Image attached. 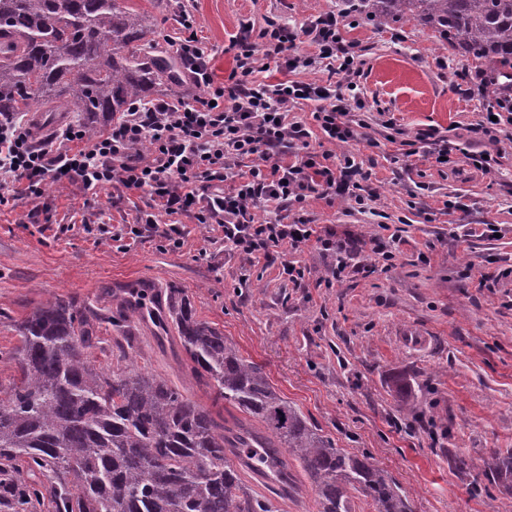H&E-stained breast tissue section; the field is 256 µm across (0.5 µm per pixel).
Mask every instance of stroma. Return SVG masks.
Returning <instances> with one entry per match:
<instances>
[{"label": "stroma", "mask_w": 512, "mask_h": 512, "mask_svg": "<svg viewBox=\"0 0 512 512\" xmlns=\"http://www.w3.org/2000/svg\"><path fill=\"white\" fill-rule=\"evenodd\" d=\"M153 16L151 37L167 51L190 12L215 82L234 67L225 48L241 25L268 19L296 25L340 0H127ZM357 44L356 78L368 139L345 144L374 160L369 212L354 202L308 199L294 217L335 230L349 244V266L327 285L331 253L278 249L255 259L213 242L193 215L182 216L181 246L159 237L113 239L112 230L148 211L147 196L115 200L111 188L48 186L37 200L0 205V383L18 372L10 354L16 327L47 299L63 295L105 310L107 287L146 282L184 289L197 317L222 331L241 354L337 447L368 457L406 491L412 512H507L512 498L492 482L472 495L464 457L483 468L512 448V128L498 135L499 164L489 174L469 165L439 168L430 156H403L384 118L409 133L434 129L463 145L490 104L466 82V58L438 49L432 31L403 21H356L342 30ZM50 208L54 220L36 212ZM402 230L391 261L377 254L382 225ZM496 225L497 236L477 234ZM305 270L307 287L281 277V263ZM139 365L192 400L211 406L208 390L181 365L176 348L141 337ZM417 414L402 410L405 397Z\"/></svg>", "instance_id": "obj_1"}]
</instances>
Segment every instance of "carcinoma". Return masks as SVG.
I'll return each mask as SVG.
<instances>
[{"mask_svg": "<svg viewBox=\"0 0 512 512\" xmlns=\"http://www.w3.org/2000/svg\"><path fill=\"white\" fill-rule=\"evenodd\" d=\"M380 25L414 21L470 62L479 89L512 112V0H343ZM152 17L125 0H0V114L74 112L100 123L175 86L170 57L147 39ZM103 313L54 296L17 325L18 381L0 388V512H279L298 489L292 462L316 486V512H411L408 496L367 457L318 432L261 366L199 320L181 288L107 291ZM177 347L212 405L244 418L228 426L165 378L140 368L142 324ZM113 329L116 366L92 359ZM512 497V448L476 472Z\"/></svg>", "mask_w": 512, "mask_h": 512, "instance_id": "1", "label": "carcinoma"}]
</instances>
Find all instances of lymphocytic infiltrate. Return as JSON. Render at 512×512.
<instances>
[{
	"instance_id": "lymphocytic-infiltrate-1",
	"label": "lymphocytic infiltrate",
	"mask_w": 512,
	"mask_h": 512,
	"mask_svg": "<svg viewBox=\"0 0 512 512\" xmlns=\"http://www.w3.org/2000/svg\"><path fill=\"white\" fill-rule=\"evenodd\" d=\"M180 25L182 37L169 45L195 94L131 105L94 135L71 124L39 144L24 121L0 119V204L41 198L47 186L63 182L87 191L124 188L147 194L157 208L130 226L136 237L148 232L180 246L184 229L178 219L190 213L197 223L221 231L226 246L247 255L311 243L344 253L346 244L333 230L277 218L311 197L351 200L362 209L376 197L375 191H359L370 177L363 162L334 151L358 136L348 96L356 88V45L343 38L341 17L330 11L298 26L271 21L258 32L243 25L227 46L235 67L224 84L214 81L192 15L181 14ZM304 43L309 52H301ZM273 61L288 73L304 67L325 76L263 80ZM302 105L312 106L311 120L291 119V111ZM315 128L326 150L289 152V143L305 141ZM414 139L428 144L430 156L446 169L465 159L489 174L498 163L497 157L460 148L433 130L416 132ZM261 209L267 220H259Z\"/></svg>"
}]
</instances>
